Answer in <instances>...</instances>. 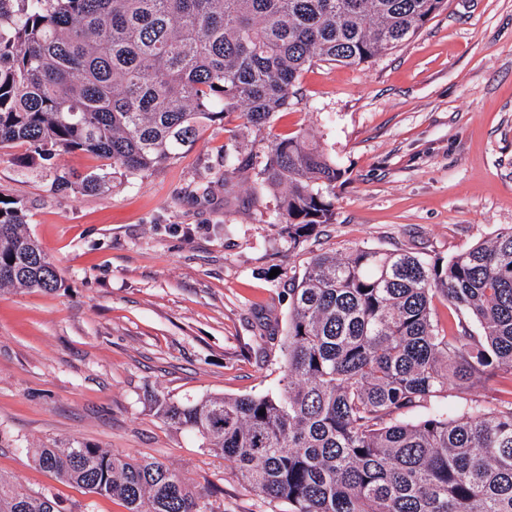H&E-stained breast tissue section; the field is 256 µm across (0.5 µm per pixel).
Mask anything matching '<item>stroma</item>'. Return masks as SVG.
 Returning a JSON list of instances; mask_svg holds the SVG:
<instances>
[{
  "instance_id": "stroma-1",
  "label": "stroma",
  "mask_w": 512,
  "mask_h": 512,
  "mask_svg": "<svg viewBox=\"0 0 512 512\" xmlns=\"http://www.w3.org/2000/svg\"><path fill=\"white\" fill-rule=\"evenodd\" d=\"M274 132L301 129L342 169L334 217L289 249L272 193L248 174L211 184L224 152L262 161L240 115L200 130L176 159L98 194L50 190L53 171L100 159L58 152L26 167L0 149V193L54 259L59 291L0 297V475L64 512H127L37 466L28 446L78 438L155 459L215 512H288L231 461L164 422L151 400L257 395L283 376L289 276L357 245L443 258L512 226V0H448L397 49L360 65L318 62Z\"/></svg>"
}]
</instances>
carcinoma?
Returning <instances> with one entry per match:
<instances>
[{"mask_svg": "<svg viewBox=\"0 0 512 512\" xmlns=\"http://www.w3.org/2000/svg\"><path fill=\"white\" fill-rule=\"evenodd\" d=\"M448 0H0V148L57 151L133 177L175 159L202 126L237 112L271 128L316 61L359 65L413 37ZM254 194L274 193L288 248L332 223L342 170L307 131L268 134ZM224 151V175L240 173ZM101 168L50 190L99 193ZM0 198V295L61 279ZM280 387L174 402L160 417L224 454L256 495L288 512H512V227L443 258L355 246L289 277ZM448 307V326L435 319ZM482 380L496 387L471 397ZM462 400L451 415L431 407ZM265 414H260V410ZM424 411L417 420L407 419ZM35 463L128 512H210L168 466L72 438ZM0 512H63L0 476Z\"/></svg>", "mask_w": 512, "mask_h": 512, "instance_id": "1", "label": "carcinoma"}]
</instances>
